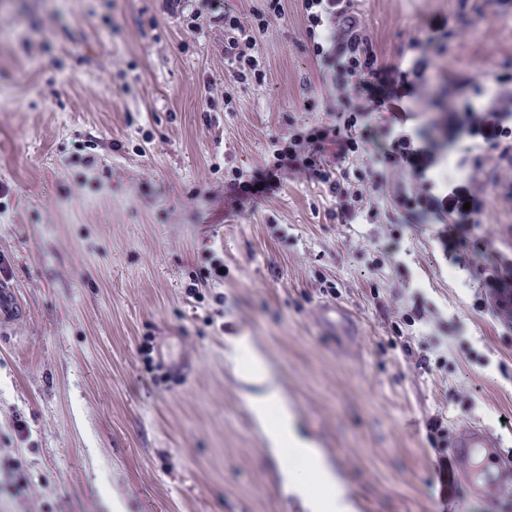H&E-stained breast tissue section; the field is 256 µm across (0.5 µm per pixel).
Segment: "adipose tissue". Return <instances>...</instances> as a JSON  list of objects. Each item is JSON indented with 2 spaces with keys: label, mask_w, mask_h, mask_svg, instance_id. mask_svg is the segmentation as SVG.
I'll use <instances>...</instances> for the list:
<instances>
[{
  "label": "adipose tissue",
  "mask_w": 512,
  "mask_h": 512,
  "mask_svg": "<svg viewBox=\"0 0 512 512\" xmlns=\"http://www.w3.org/2000/svg\"><path fill=\"white\" fill-rule=\"evenodd\" d=\"M271 442L277 448H290L294 457L305 462L306 478L295 482L294 487L305 494L306 512H355L334 470L317 448L296 431L290 415H283Z\"/></svg>",
  "instance_id": "obj_1"
}]
</instances>
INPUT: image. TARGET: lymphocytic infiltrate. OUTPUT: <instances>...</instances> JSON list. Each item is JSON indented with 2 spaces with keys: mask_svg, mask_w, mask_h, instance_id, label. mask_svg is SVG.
<instances>
[{
  "mask_svg": "<svg viewBox=\"0 0 512 512\" xmlns=\"http://www.w3.org/2000/svg\"><path fill=\"white\" fill-rule=\"evenodd\" d=\"M306 36L312 58L343 97L356 99L351 110L337 112L334 124L292 127L272 140L274 162L252 176L236 173L230 187L238 197L267 195L280 186L278 172L294 167L326 186L336 200L333 219L340 224H372L383 214L431 217L448 223V242L456 244L460 224L481 221L482 205L473 178H456L441 169L442 154L423 128L411 125L419 87L442 81L434 65L448 48V18H430L408 43L403 63H379L370 32L353 10V0H302ZM283 0H267L253 23H244L235 11L213 14V23L224 27V59L238 81L265 80L258 56L255 31L284 15ZM502 91L481 108H465L446 114L444 97L432 95L431 111L440 121L452 120L466 127L480 142L481 157L493 170H512V75L497 78ZM388 112L391 122L381 129L382 143L368 154L360 130L372 113ZM335 146L336 164L325 158ZM387 173L400 179L385 202L368 196L369 188L381 186Z\"/></svg>",
  "mask_w": 512,
  "mask_h": 512,
  "instance_id": "f902f5d3",
  "label": "lymphocytic infiltrate"
}]
</instances>
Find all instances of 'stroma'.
Wrapping results in <instances>:
<instances>
[{"label": "stroma", "mask_w": 512, "mask_h": 512, "mask_svg": "<svg viewBox=\"0 0 512 512\" xmlns=\"http://www.w3.org/2000/svg\"><path fill=\"white\" fill-rule=\"evenodd\" d=\"M265 3L193 0L194 23L167 0H0V279L29 310L0 328V512H303L267 440L280 407L256 419L240 340L359 512H512V476L463 483L455 448L478 427L512 459V323L479 256L488 242L512 258V175L461 169L484 214L452 251L438 224L336 223L296 170L236 205L235 172L339 104L301 0L257 35L264 83L230 77L210 11L247 21ZM356 8L387 65L430 17L455 19L437 61L453 110L512 65V0Z\"/></svg>", "instance_id": "stroma-1"}]
</instances>
